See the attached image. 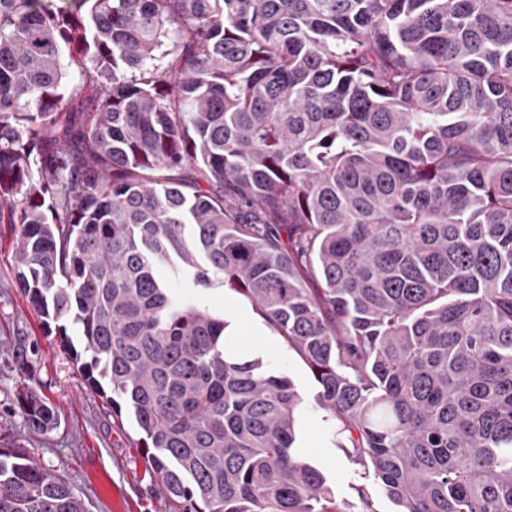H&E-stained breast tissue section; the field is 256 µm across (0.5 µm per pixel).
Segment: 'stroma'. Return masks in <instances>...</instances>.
<instances>
[{
	"label": "stroma",
	"mask_w": 512,
	"mask_h": 512,
	"mask_svg": "<svg viewBox=\"0 0 512 512\" xmlns=\"http://www.w3.org/2000/svg\"><path fill=\"white\" fill-rule=\"evenodd\" d=\"M13 238V226L0 224V434L29 448L38 462L68 482L83 498L87 512H168L161 487L151 479L148 463L135 447L134 422L113 416L106 399L90 392L75 359L76 350L83 347L80 337H73V350L63 349L57 336L44 332L17 288ZM200 298L217 312L233 316L240 326L239 342L285 372L298 387L305 404L297 417V453L326 477L346 512H360V468L339 448L334 424L316 405L317 387L310 370L237 292H204ZM21 344L27 351L22 366L14 361ZM27 386L56 406L60 425L51 433L25 429L16 396Z\"/></svg>",
	"instance_id": "stroma-1"
}]
</instances>
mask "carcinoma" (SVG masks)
Wrapping results in <instances>:
<instances>
[{"label": "carcinoma", "mask_w": 512, "mask_h": 512, "mask_svg": "<svg viewBox=\"0 0 512 512\" xmlns=\"http://www.w3.org/2000/svg\"><path fill=\"white\" fill-rule=\"evenodd\" d=\"M0 224L173 512L344 508L291 378L160 266L306 364L364 512H512V0H0ZM0 512L86 510L1 443Z\"/></svg>", "instance_id": "carcinoma-1"}]
</instances>
